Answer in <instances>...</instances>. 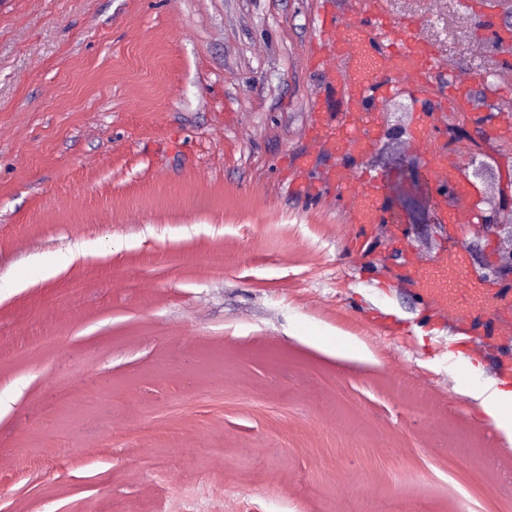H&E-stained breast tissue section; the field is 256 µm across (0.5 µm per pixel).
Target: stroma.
<instances>
[{"instance_id":"1","label":"stroma","mask_w":512,"mask_h":512,"mask_svg":"<svg viewBox=\"0 0 512 512\" xmlns=\"http://www.w3.org/2000/svg\"><path fill=\"white\" fill-rule=\"evenodd\" d=\"M323 2L0 0V512H512V450L459 391L512 387L497 294L458 321L394 285L449 242L395 153L412 113L453 111L458 69L512 98L482 0H390L433 94L372 93L365 157L313 135L343 108ZM339 165L387 176L395 235L344 222ZM223 406L224 395L222 394L183 396L179 402L169 405L165 411L152 414L148 419V424L155 425L158 422L166 421L175 416L182 415V413L191 408H223Z\"/></svg>"}]
</instances>
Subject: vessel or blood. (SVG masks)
Returning <instances> with one entry per match:
<instances>
[{
	"label": "vessel or blood",
	"mask_w": 512,
	"mask_h": 512,
	"mask_svg": "<svg viewBox=\"0 0 512 512\" xmlns=\"http://www.w3.org/2000/svg\"><path fill=\"white\" fill-rule=\"evenodd\" d=\"M363 13V18L333 22L328 26L337 72L346 92V106L342 120L322 134L331 148L360 157L368 155L376 141L375 127L370 124L364 107L366 93L377 77L394 72L412 77L414 88L425 95L430 86L424 77L432 60L427 42L413 26H398L390 21L386 0H365ZM376 30L388 31L397 41V49L379 48L368 52L371 34ZM455 89L461 94L456 111L471 115L477 105L471 93L470 78L457 76ZM426 177L435 188L448 186L452 189L451 200L439 206L441 222L453 227L464 224L472 208L473 192L459 166L449 162L447 153L438 149L433 151L426 166ZM336 184L342 191L350 223H399V216L383 204L384 179L371 180L362 187L355 173L340 167L336 170ZM470 268L469 250L462 245L440 247L425 260L411 251L401 266L400 280L411 288H436L461 300L470 282Z\"/></svg>",
	"instance_id": "vessel-or-blood-1"
}]
</instances>
